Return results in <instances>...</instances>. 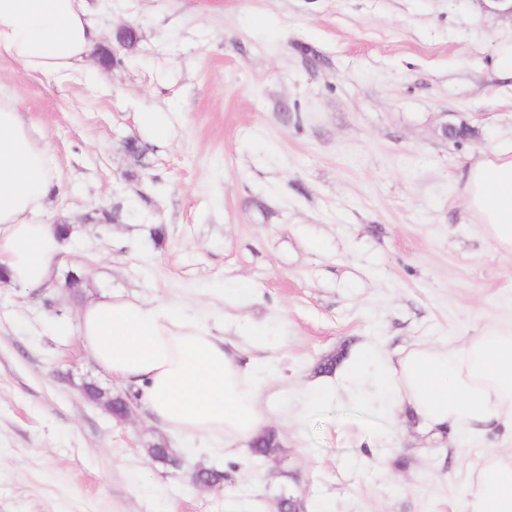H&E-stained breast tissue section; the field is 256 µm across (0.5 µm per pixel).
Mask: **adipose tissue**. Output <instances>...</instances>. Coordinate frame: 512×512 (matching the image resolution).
Instances as JSON below:
<instances>
[{
    "label": "adipose tissue",
    "mask_w": 512,
    "mask_h": 512,
    "mask_svg": "<svg viewBox=\"0 0 512 512\" xmlns=\"http://www.w3.org/2000/svg\"><path fill=\"white\" fill-rule=\"evenodd\" d=\"M103 43L88 0H0V56L28 74L65 79ZM54 171L14 93L0 88V284L35 289L52 277L65 244L58 224L46 219ZM462 182L485 236L512 251V157L480 159ZM76 332L98 366L138 388L151 414L176 434L246 445L267 423L260 365L242 366L224 336L173 307L92 297L80 309ZM368 360L378 385L429 427L512 434V328L448 350L419 344L394 360L369 348L347 364L341 382L355 383ZM469 512H512V454H485Z\"/></svg>",
    "instance_id": "1"
}]
</instances>
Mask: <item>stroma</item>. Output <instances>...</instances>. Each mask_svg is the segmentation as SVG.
Here are the masks:
<instances>
[{
  "instance_id": "stroma-1",
  "label": "stroma",
  "mask_w": 512,
  "mask_h": 512,
  "mask_svg": "<svg viewBox=\"0 0 512 512\" xmlns=\"http://www.w3.org/2000/svg\"><path fill=\"white\" fill-rule=\"evenodd\" d=\"M91 3L105 37L139 34L111 68L93 57L56 82L0 58V86L55 157L51 220L72 230L48 285L0 288V512H271L288 494L306 512H468L485 450L512 453L511 437H433L371 365L321 406L307 388L367 347L512 327V253L490 246L460 182L512 148L496 65L512 21L475 0ZM446 124L473 134L445 138ZM115 210L121 222L101 219ZM104 292L181 308L268 364L284 463L176 435L138 403L120 425L88 402L85 380H113L74 326ZM161 440L181 467L149 460ZM198 466L221 487L195 486Z\"/></svg>"
}]
</instances>
